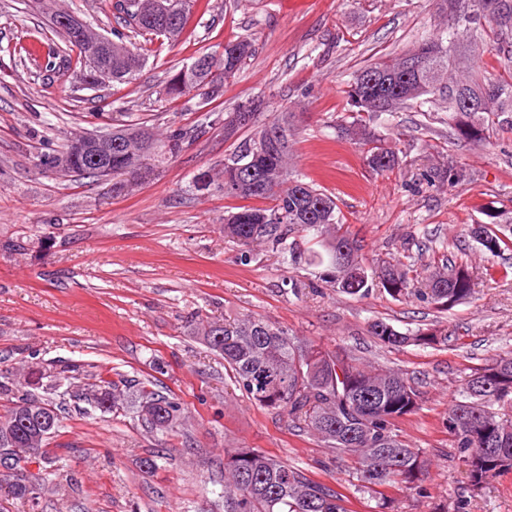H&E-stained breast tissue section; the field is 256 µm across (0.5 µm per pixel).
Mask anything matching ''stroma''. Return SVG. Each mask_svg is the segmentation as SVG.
Wrapping results in <instances>:
<instances>
[{
  "label": "stroma",
  "mask_w": 512,
  "mask_h": 512,
  "mask_svg": "<svg viewBox=\"0 0 512 512\" xmlns=\"http://www.w3.org/2000/svg\"><path fill=\"white\" fill-rule=\"evenodd\" d=\"M55 5L98 33L117 28L109 0ZM439 22L433 0H196L176 44L134 38L148 48L136 80L91 89L79 69L59 75L61 59L48 57L42 0H0V381L39 368L40 384L27 391L53 397L63 425L39 512H224V455L240 448L342 491L349 512H372L353 486L350 459L334 460L316 437L255 406L231 382L190 324L198 314L261 317L367 365L413 375L424 402L399 429L427 461V493L386 488L397 512H433L459 499L469 500V512H512V473L471 495L442 424L462 380L512 354V281L489 275L505 258L466 231L490 211L512 228V131L475 144L456 137L443 110L401 109L374 123L400 159L391 172L371 169L362 150L338 135L344 89L356 72L402 55ZM242 38L254 51L215 102L203 104L194 91L165 97L172 67ZM251 98L264 100L267 117L288 108L291 170L338 197L365 258L437 268L452 257L468 264L472 297L447 311L378 291L353 298L325 288L318 267H294L265 246L246 251L225 239L224 213L235 199L192 181L219 171L228 147L210 113ZM143 121L193 136L165 171L131 193L37 165L40 154L75 136ZM447 157L471 180L449 190L420 181L423 169ZM376 319L402 332L441 329L448 341L387 348L369 333ZM63 366L107 368L166 388L184 406L176 432L152 431L131 412L101 414L68 388L53 389ZM155 455L158 468L143 469Z\"/></svg>",
  "instance_id": "stroma-1"
}]
</instances>
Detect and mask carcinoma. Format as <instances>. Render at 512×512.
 I'll list each match as a JSON object with an SVG mask.
<instances>
[{"mask_svg": "<svg viewBox=\"0 0 512 512\" xmlns=\"http://www.w3.org/2000/svg\"><path fill=\"white\" fill-rule=\"evenodd\" d=\"M168 17L155 13L146 0L142 11L127 10L118 16L125 26L145 41L175 40L182 33L189 12L188 0H163ZM443 24L427 39L403 55L372 63L358 71L346 90L347 111L352 121L341 133L367 147L368 165L382 172L399 166L397 153L370 127L369 121L416 104L448 105V119L457 136L474 142L490 137L498 127L512 130V70L503 75L476 66V52L485 37L495 51L512 59V0H435ZM116 34L112 54L100 66L112 69V81L135 79L145 64L139 48ZM423 53L421 75L407 73L406 58ZM252 53L247 39L224 44L221 58L203 54L175 72L164 95L175 100L196 90L209 103L222 84L233 77ZM469 93L480 100L477 111L458 107L459 97ZM383 98L387 110L375 100ZM261 100H251L224 113V139L235 138L224 154L223 181L206 174L194 186H215L226 197L258 200V206H241L224 215V238L248 248L263 244L288 256L294 266L323 268L320 280L350 296L364 297L377 287L394 300L415 297L448 309L472 294V278L466 264L448 261V272H434L413 264L382 262L379 272L367 267L356 241L344 230L345 218L338 198L288 172L292 130L288 113L257 124ZM250 134H237L243 129ZM188 141V132L169 126L159 136L147 125L127 124L112 128V189L132 190L131 183H145L176 158ZM263 177L257 189L240 192L228 188L227 179L248 178L249 171ZM422 180L439 189L452 188L470 179V173L452 160L420 173ZM474 225L470 233L485 251L497 256L512 251V233L498 230L496 214ZM355 262L363 272L356 285L345 283L346 262ZM370 333L389 348L407 345L432 347L448 342L437 330L402 333L382 320L370 325ZM201 334L210 348L224 358V369L234 384L256 406L282 415L298 429L310 432L338 454L354 458L352 478L356 491L376 502L375 512H394L381 488L402 484L424 493L420 476L426 461L400 434L399 421L415 414L424 393L415 379L393 369L366 366L358 359L326 349L288 330L256 317L208 321ZM86 401L105 413L124 409L125 394L134 393L136 414L146 427L169 432L178 423L182 406L177 399L155 388L150 380L127 385L113 380L109 372L89 374ZM512 409V356L499 357L472 370L464 379L459 397L448 408L444 425L452 438L453 453L467 467L471 492L476 494L496 476L512 471V420L502 410ZM57 412L52 398L22 394L0 413V424H16L17 451L12 458L11 479L0 478L7 496L37 508L56 457L51 441L59 436L61 423L50 431H37L24 411ZM224 512H349L347 498L339 490L307 477L294 466L256 448H240L224 456Z\"/></svg>", "mask_w": 512, "mask_h": 512, "instance_id": "cac0c4a2", "label": "carcinoma"}]
</instances>
